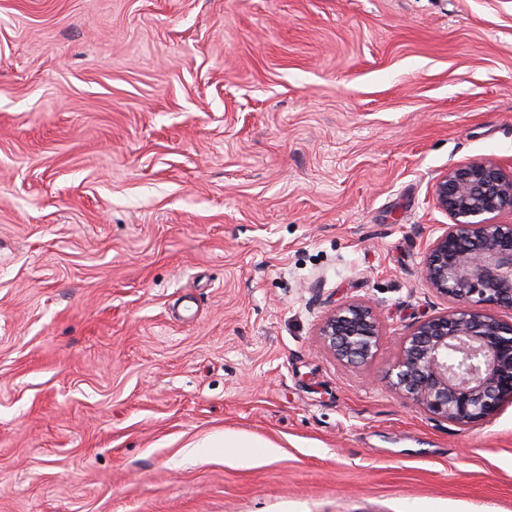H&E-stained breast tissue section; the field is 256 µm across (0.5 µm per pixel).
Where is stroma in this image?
I'll list each match as a JSON object with an SVG mask.
<instances>
[{"instance_id":"1","label":"stroma","mask_w":512,"mask_h":512,"mask_svg":"<svg viewBox=\"0 0 512 512\" xmlns=\"http://www.w3.org/2000/svg\"><path fill=\"white\" fill-rule=\"evenodd\" d=\"M474 159L512 0H0V512H512V404L388 385ZM318 336L339 360L358 364L373 357L381 326L370 304L355 302L332 310L321 323Z\"/></svg>"}]
</instances>
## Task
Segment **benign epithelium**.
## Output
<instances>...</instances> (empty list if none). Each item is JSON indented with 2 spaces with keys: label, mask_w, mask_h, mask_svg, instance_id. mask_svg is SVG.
<instances>
[{
  "label": "benign epithelium",
  "mask_w": 512,
  "mask_h": 512,
  "mask_svg": "<svg viewBox=\"0 0 512 512\" xmlns=\"http://www.w3.org/2000/svg\"><path fill=\"white\" fill-rule=\"evenodd\" d=\"M436 207L452 224L433 240L423 276L455 308L415 323L399 346L390 387L429 413L464 429L512 404V173L490 160H472L440 176ZM318 336L338 359L368 361L381 338L372 306L355 302L332 310Z\"/></svg>",
  "instance_id": "obj_1"
}]
</instances>
